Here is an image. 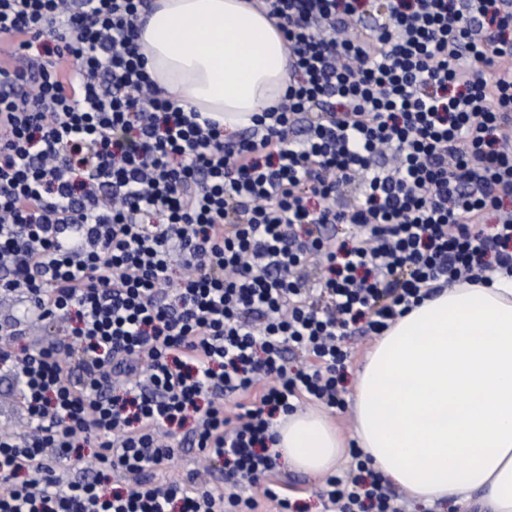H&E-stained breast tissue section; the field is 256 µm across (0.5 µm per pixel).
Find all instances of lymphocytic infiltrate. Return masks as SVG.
Instances as JSON below:
<instances>
[{"label":"lymphocytic infiltrate","mask_w":512,"mask_h":512,"mask_svg":"<svg viewBox=\"0 0 512 512\" xmlns=\"http://www.w3.org/2000/svg\"><path fill=\"white\" fill-rule=\"evenodd\" d=\"M258 2L294 82L228 136L146 74L149 0H0V294L57 325L20 354L26 320L0 322L29 424L0 431V512H291L276 414L344 407L353 334L512 276V0H391L371 27L364 0ZM179 435L225 490L155 482ZM351 456L326 512H404Z\"/></svg>","instance_id":"f902f5d3"}]
</instances>
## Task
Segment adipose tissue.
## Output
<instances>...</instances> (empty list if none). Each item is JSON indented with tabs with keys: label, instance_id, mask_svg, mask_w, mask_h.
<instances>
[{
	"label": "adipose tissue",
	"instance_id": "ef3b65f1",
	"mask_svg": "<svg viewBox=\"0 0 512 512\" xmlns=\"http://www.w3.org/2000/svg\"><path fill=\"white\" fill-rule=\"evenodd\" d=\"M139 44L151 78L185 109L234 132L291 82L275 19L248 0H154ZM357 446L414 500L512 512V278L424 299L380 336L353 392ZM272 449L314 476L347 448L315 410L279 416Z\"/></svg>",
	"mask_w": 512,
	"mask_h": 512
}]
</instances>
